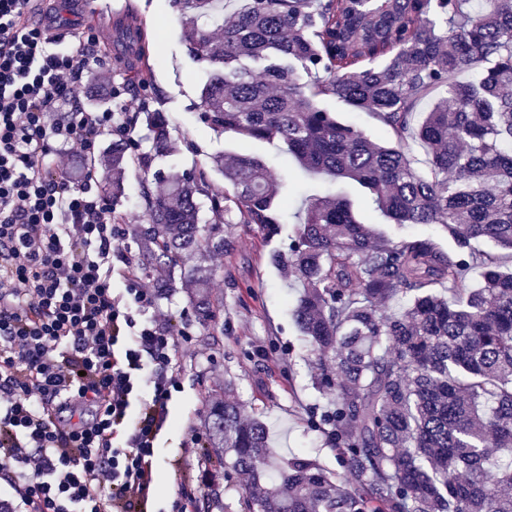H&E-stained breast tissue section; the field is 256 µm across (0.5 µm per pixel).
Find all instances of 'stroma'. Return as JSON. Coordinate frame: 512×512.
I'll use <instances>...</instances> for the list:
<instances>
[{
  "instance_id": "obj_1",
  "label": "stroma",
  "mask_w": 512,
  "mask_h": 512,
  "mask_svg": "<svg viewBox=\"0 0 512 512\" xmlns=\"http://www.w3.org/2000/svg\"><path fill=\"white\" fill-rule=\"evenodd\" d=\"M111 5L112 23L101 28L95 51L97 72L83 78L73 95L84 110L109 108L119 114L153 110L163 112L173 152L154 153L144 122L132 127L126 153V194L114 200L126 234L121 242L134 262H141L135 231L146 223L141 200L144 168L168 174L200 169L208 173L212 191H227L224 176L212 164L214 156L246 153L263 160L276 172L288 174L298 165L278 141H245L232 133H217L203 121L201 88L206 76L201 64L187 54L182 27L171 0H96ZM145 27L149 56L140 58L133 45L138 27ZM143 73L146 86H134L121 97L110 98L107 81H122L131 73ZM352 200L359 218L379 234L430 237L452 251L455 241L438 224L396 228L380 215L372 196L358 184L341 185ZM301 202L284 207L286 221L270 229L213 218L203 211L206 232L223 239L224 249L209 254L205 265L216 275L208 290L211 317L200 321L180 269L163 268L159 303L173 317L177 328L191 338L195 357L185 358L181 390L170 402L173 421L162 432L156 451L159 472L154 507L170 504L179 493L196 497V512H243V480L224 467L222 449L212 447L207 424L213 401L236 403L243 413L263 421L275 457L304 454L331 476L345 482L348 468L328 436L322 415L327 400L316 389L315 354L302 336L291 313V303L301 292L292 272L278 268L275 254L287 253L295 234ZM157 281L144 280V287ZM200 444H192L193 435Z\"/></svg>"
}]
</instances>
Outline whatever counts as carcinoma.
<instances>
[{"label": "carcinoma", "instance_id": "cac0c4a2", "mask_svg": "<svg viewBox=\"0 0 512 512\" xmlns=\"http://www.w3.org/2000/svg\"><path fill=\"white\" fill-rule=\"evenodd\" d=\"M213 36L217 0H172L187 51L207 69L201 111L217 133L280 141L309 174L351 180L392 224H440L456 242L374 233L340 192L307 200L288 254L304 289L292 316L317 355L315 385L332 397L324 421L346 459L344 484L311 458L277 460L266 425L216 400L209 429L250 476L247 512H512V0H241ZM468 75V80L459 77ZM439 89L448 105L421 104ZM335 96L370 112L378 143L320 105ZM168 150L163 113L146 115ZM426 148L429 173L411 142ZM128 142H112V198L124 194ZM214 167L232 191L208 194L203 171L143 188L149 226L142 268H170L203 250L198 196L218 215L277 223L285 177L248 154ZM489 241L496 253L475 252ZM481 268L472 285L470 266ZM195 307L211 317V273L195 269ZM401 297L406 306L382 314ZM280 482L275 493L266 482Z\"/></svg>", "mask_w": 512, "mask_h": 512}]
</instances>
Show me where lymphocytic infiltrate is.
I'll list each match as a JSON object with an SVG mask.
<instances>
[{
	"mask_svg": "<svg viewBox=\"0 0 512 512\" xmlns=\"http://www.w3.org/2000/svg\"><path fill=\"white\" fill-rule=\"evenodd\" d=\"M28 3L0 0V512H144L183 333L120 249L97 170L68 172L69 146L91 158L131 130L63 109L100 35L52 51Z\"/></svg>",
	"mask_w": 512,
	"mask_h": 512,
	"instance_id": "f902f5d3",
	"label": "lymphocytic infiltrate"
}]
</instances>
